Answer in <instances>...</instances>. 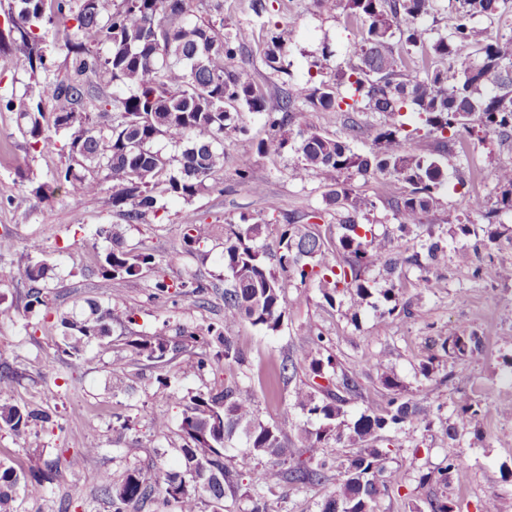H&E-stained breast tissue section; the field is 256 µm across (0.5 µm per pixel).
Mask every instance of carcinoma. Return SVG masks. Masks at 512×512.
<instances>
[{
	"label": "carcinoma",
	"instance_id": "carcinoma-1",
	"mask_svg": "<svg viewBox=\"0 0 512 512\" xmlns=\"http://www.w3.org/2000/svg\"><path fill=\"white\" fill-rule=\"evenodd\" d=\"M190 0H13L7 27L0 29V54L15 45L22 63L34 79L21 96L0 98V108L17 113V126L35 154L59 151L65 164L56 169L50 183L36 184L19 174L20 186L37 203L51 204L59 194L86 197L111 184L112 208L128 224H141L156 215L163 194L189 202L206 188L205 180L224 167V136L244 132V112L266 111L267 97L252 75L234 69L231 61L243 44L242 29L224 31V22L192 19ZM508 0H455L456 22L445 35L430 37L422 18L434 9V0H318L327 11L344 8L360 24L357 61L339 74L338 85L301 88L282 97L281 116L269 117L267 139L258 143L261 154H279L289 146L300 157L292 168L294 179L318 177L329 188V201L342 212L337 252L342 261L327 259L326 243L312 224H282L275 247L255 244L260 224H205L197 213H182L183 250L191 253L209 239L224 237V327L210 326L207 336L219 344L216 358L240 361L241 350L224 328L243 321L268 332L279 330L284 316L288 281L317 284L328 303L349 295L357 312L373 294L390 304L387 313L400 311L406 318L422 316L407 307L398 308L390 289L376 290L363 273L376 266L406 263L422 268L438 265L445 257L442 242L431 241L425 252L402 256L394 239L378 236L362 219L368 202L358 196L348 179L380 173L408 186L395 201L399 229L410 233L438 203V190L446 179L434 160L411 154L410 134L403 117L414 112L430 133L456 139L474 129L512 138V34L492 35L473 24L483 16L509 25ZM71 61L65 72L51 70L49 50ZM422 49L443 60L426 66L414 76L407 73L410 53ZM282 52L281 35L268 32L266 65L276 71ZM344 91H339V88ZM303 107L296 108V100ZM94 111H85L86 106ZM311 108L319 112H382L392 122L375 135L376 149L354 151L347 142L330 138L308 126L290 136L288 124ZM63 135L56 140L51 132ZM181 148L169 156L160 142ZM493 178L500 186L495 208L485 213L493 223L500 213L512 212V162L495 166ZM98 235L112 241L101 261L103 276L121 281L144 268L159 265L148 248L126 249L112 228L101 226ZM43 250L34 240L28 257L13 268L14 278L30 284L25 310L48 309L41 286L48 267L34 263L31 255ZM459 264L473 267L477 278L498 282L512 280V267L492 262L476 263L464 247L456 253ZM117 315L112 306L89 304V313L64 316L65 352L79 354L93 340L112 333ZM451 354L482 352L484 339L448 336L440 344ZM140 350L161 360L169 351L163 337L145 340ZM324 337L314 336L295 358L283 360L274 380L284 381L308 364L316 377L333 356L321 358ZM390 390L386 406L367 410L351 422L343 420L344 399L335 393L316 401L311 392L299 389L295 400L309 414L326 423L301 433L309 463L295 461L296 449L288 447L284 425L259 420L252 390L238 383L203 399L184 404L180 448L183 470L154 476L133 468L119 484L102 479L100 493L112 501V512H135L136 506L164 489L178 512H199L207 495L220 504L226 490H234L224 466V450L240 432L248 448L269 459L252 479L249 512H269L263 489L280 482L306 486L336 472V489L322 512H374L377 498L388 490L385 462L389 452L380 446L382 432L399 433L415 422H425L426 409L411 404L399 382L385 378ZM14 375L0 365V428L20 434L52 423V413L14 402ZM512 417V405L482 404L467 393L456 402L457 420L448 436L481 427L490 413ZM357 446L347 463L337 465L321 454L329 439ZM462 476L455 457L423 474L420 480L448 483V473ZM58 470L17 471L0 462V512H13L12 502L22 483L46 487L56 481Z\"/></svg>",
	"mask_w": 512,
	"mask_h": 512
}]
</instances>
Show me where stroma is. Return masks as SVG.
<instances>
[{"mask_svg": "<svg viewBox=\"0 0 512 512\" xmlns=\"http://www.w3.org/2000/svg\"><path fill=\"white\" fill-rule=\"evenodd\" d=\"M251 3L193 0L192 9L195 15L220 18L226 27L247 32L233 65L248 70L265 87L270 111H278L282 96L302 85L335 83L337 72L353 61L359 27L344 11L323 12L316 0H266L265 12L258 14ZM273 26L284 46L278 73L264 61L267 30ZM388 121L379 112L310 111L298 118L300 125L347 141L359 153L373 150L375 128ZM406 122L415 131L410 153L437 159L448 183L440 192V206L423 216L416 238L403 243V251L421 250L439 235L447 237L452 250L485 239L490 226L481 214L493 207L499 195L490 169L512 160V141L482 134L446 147L436 135L421 129L415 116H407ZM244 124L245 133L226 138L224 168L208 179L207 190L188 202L162 196L161 210L148 223L127 224L114 214L107 187L94 196L69 197L51 207L37 205L20 187L19 173L42 183L50 181L62 158L55 152L28 153L15 113L0 110V197L7 200L0 206V236L13 240L18 257L25 255L28 241L40 240L43 251L37 259L49 269V311L29 313L24 308L27 284L12 279L10 259H0V363L16 373V403L50 409L57 420L54 428L42 431L37 446L30 436L0 430V461L23 470L53 462L59 470L57 481L47 488L19 491L16 512H112L109 500L99 494L102 476L118 483L135 466L163 473L180 470L183 407L177 397L204 395L233 381L251 386L259 419L286 422L289 438H296L302 429L317 428L318 420L294 404L295 389L310 380L308 370L299 369L285 383L271 381L283 359L317 334L326 338L336 360L335 367L325 368L326 379L347 373L359 382L358 393L349 396L345 406L349 416L385 406L387 376L396 377L407 398L440 408L451 421L456 418L461 379L466 380L468 393L483 404L512 403V368L505 364L512 358V320L502 317L504 310L512 309V281L479 280L471 268L453 260L426 272L404 267L401 279L393 284L400 302L424 310L421 319L383 316L369 306L354 317L348 297L327 303L308 283L288 287L277 332L247 322L228 327V335L244 354L242 362H222L197 371L190 366L188 351L167 353L160 361L137 353L132 340L160 335L176 342L180 329L223 322L219 286L225 275L224 241L218 237L201 245L197 253H183V210H196L209 224H237L244 219L261 223L263 244L276 238L279 225L307 223L316 211L321 214V236L334 241L341 233L336 207L320 180L292 178L297 162L293 150L278 156L258 153L257 145L268 133L265 115L245 113ZM243 167L261 185L262 194L240 183L237 171ZM350 184L371 202L367 218L375 232H395L394 200L405 192V185L391 184L383 175L355 176ZM463 221L474 224V234L456 233V225ZM102 224L112 225L126 248L148 245L164 260L168 281L178 284L196 278L213 284V291L202 298L183 293L165 299L155 295L154 273L122 281L103 277L98 258L112 243L96 236ZM90 302L131 309L134 320L113 324L110 337L92 342L79 355H67L59 317ZM455 333L484 336L485 350L463 359L433 351L434 341ZM155 415L169 421L165 436H155L152 430ZM398 440L387 462L388 489L377 499L375 512H432V500L444 493L457 502L459 512H479L480 504L492 496L512 504V419L491 416L479 431H462L453 439L439 423H418L399 434ZM88 444L97 445L98 453L79 467H69L72 451ZM451 455L466 467L465 482L452 475L444 487L419 483L420 474L442 466ZM266 462V457L249 453L242 441L227 449L226 463L238 491L225 498L223 512H248L245 491L253 473ZM334 490L330 481L305 487L284 483L265 496L270 512H321Z\"/></svg>", "mask_w": 512, "mask_h": 512, "instance_id": "obj_1", "label": "stroma"}]
</instances>
